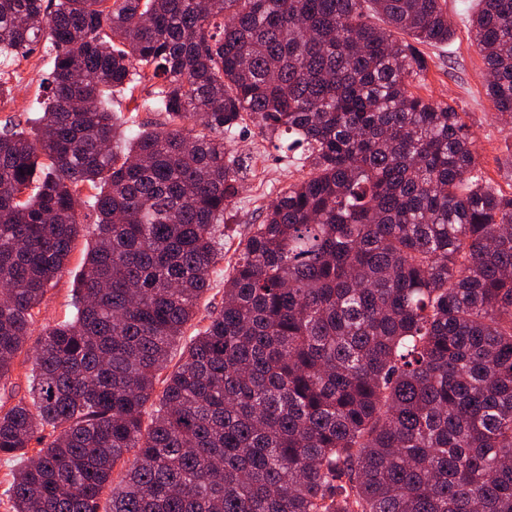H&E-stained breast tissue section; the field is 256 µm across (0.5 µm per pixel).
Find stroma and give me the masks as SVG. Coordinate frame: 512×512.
<instances>
[{
	"label": "stroma",
	"mask_w": 512,
	"mask_h": 512,
	"mask_svg": "<svg viewBox=\"0 0 512 512\" xmlns=\"http://www.w3.org/2000/svg\"><path fill=\"white\" fill-rule=\"evenodd\" d=\"M473 7L474 0H448L454 35L443 48L420 46L427 71L414 91L424 97L448 100L457 111L463 112L476 134L482 177L493 186L512 192V126L496 114L485 93V68L468 25ZM48 63V58L36 54L10 72L8 82L13 88L14 102L11 107L0 109V123L9 118L25 127L37 117L36 91ZM231 149L249 157L250 165L243 174L240 194L226 216L224 257L213 269L211 288L199 302L196 319L184 330L180 341L184 347L207 326L209 313L223 306L224 278L234 264L240 241L249 235L253 225L261 223L277 191L304 173L299 161L276 150L273 142L253 126L241 132ZM80 214L83 226L73 243L67 271L48 290L35 332L69 318L73 312V288L92 238L89 207L81 206Z\"/></svg>",
	"instance_id": "stroma-1"
}]
</instances>
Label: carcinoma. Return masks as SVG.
Returning <instances> with one entry per match:
<instances>
[{
    "label": "carcinoma",
    "mask_w": 512,
    "mask_h": 512,
    "mask_svg": "<svg viewBox=\"0 0 512 512\" xmlns=\"http://www.w3.org/2000/svg\"><path fill=\"white\" fill-rule=\"evenodd\" d=\"M471 32L512 117V0H477ZM452 36L448 0H0V71L52 63L31 131L0 129L3 389L96 190L75 313L0 409L9 512H99L108 486L104 512H512V194L412 91L416 45ZM149 76L164 126L127 137L109 96ZM248 120L308 172L171 370Z\"/></svg>",
    "instance_id": "cac0c4a2"
}]
</instances>
